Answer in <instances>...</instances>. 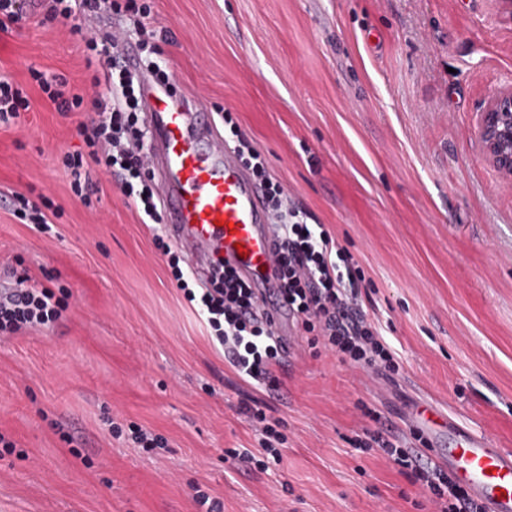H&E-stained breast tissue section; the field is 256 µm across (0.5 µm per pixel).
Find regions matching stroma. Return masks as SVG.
<instances>
[{
    "instance_id": "35a3bbf8",
    "label": "stroma",
    "mask_w": 512,
    "mask_h": 512,
    "mask_svg": "<svg viewBox=\"0 0 512 512\" xmlns=\"http://www.w3.org/2000/svg\"><path fill=\"white\" fill-rule=\"evenodd\" d=\"M142 55L265 157L271 176L353 256L399 373L301 345L273 386L243 381L179 290L115 181L91 205L62 160L93 109L58 111L37 69L84 88L71 20L31 0L0 30V78L31 102L0 124V287L51 288L55 322L0 335V512H436L411 470L354 448L365 402L401 445L408 406L438 405L512 450V180L483 159L480 114L512 85L503 0H145ZM50 228L19 220L14 199ZM257 402L282 419L267 470ZM161 437L139 448L133 429Z\"/></svg>"
}]
</instances>
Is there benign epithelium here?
I'll list each match as a JSON object with an SVG mask.
<instances>
[{
    "label": "benign epithelium",
    "mask_w": 512,
    "mask_h": 512,
    "mask_svg": "<svg viewBox=\"0 0 512 512\" xmlns=\"http://www.w3.org/2000/svg\"><path fill=\"white\" fill-rule=\"evenodd\" d=\"M478 134L484 145V159L503 176L512 177V86L500 88L489 97Z\"/></svg>",
    "instance_id": "obj_1"
}]
</instances>
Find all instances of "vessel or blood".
<instances>
[{
    "instance_id": "vessel-or-blood-1",
    "label": "vessel or blood",
    "mask_w": 512,
    "mask_h": 512,
    "mask_svg": "<svg viewBox=\"0 0 512 512\" xmlns=\"http://www.w3.org/2000/svg\"><path fill=\"white\" fill-rule=\"evenodd\" d=\"M141 83L155 142L151 167L169 236L190 254L221 256L234 266L256 288L286 352H294L301 338L280 294L276 245L257 182L225 146L205 108L149 73H142ZM403 422L487 512H512V450L493 447L431 404L410 408Z\"/></svg>"
}]
</instances>
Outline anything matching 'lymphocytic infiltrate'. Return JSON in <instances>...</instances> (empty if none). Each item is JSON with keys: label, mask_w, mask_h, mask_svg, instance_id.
Segmentation results:
<instances>
[{"label": "lymphocytic infiltrate", "mask_w": 512, "mask_h": 512, "mask_svg": "<svg viewBox=\"0 0 512 512\" xmlns=\"http://www.w3.org/2000/svg\"><path fill=\"white\" fill-rule=\"evenodd\" d=\"M145 9L137 0H48L45 17L73 19L74 31L84 32V53L90 89L105 88L112 98L111 107L93 100L96 111L90 123L79 126L86 154L68 156L71 186L81 200H89L98 188L84 167L85 160L115 177L127 203L142 212L146 224L161 223V212L154 201L152 176L143 154L144 132L137 125L139 82L127 71L119 49L128 32H112L102 27L104 15L126 14L134 27H141ZM234 149L253 177L262 184L276 217L275 235L279 247V267L283 292L297 315V322L308 333L310 347H323L345 363L363 368H382L399 372L396 352L382 337V327L371 317L362 302L363 273L353 257L340 247L323 225L311 224L307 214L289 200L283 187L273 182L266 162L241 134H234ZM188 302L197 306L196 313L216 333L218 343L237 374L267 386L276 381L273 369L281 365L285 352L272 329L256 311L252 288L236 273L216 260L199 288L179 281ZM63 305L54 292L30 278L16 280L13 288L0 294V334L17 332L25 325H46L56 321ZM241 413L261 425L264 436V459L249 452L239 453V462L265 469L266 458L280 460L281 420H268L265 413L242 405ZM374 443L396 464L412 469L432 494L439 512H484L466 489L451 474L433 462L423 461L412 449L392 443L377 431L358 440V447Z\"/></svg>", "instance_id": "lymphocytic-infiltrate-1"}]
</instances>
